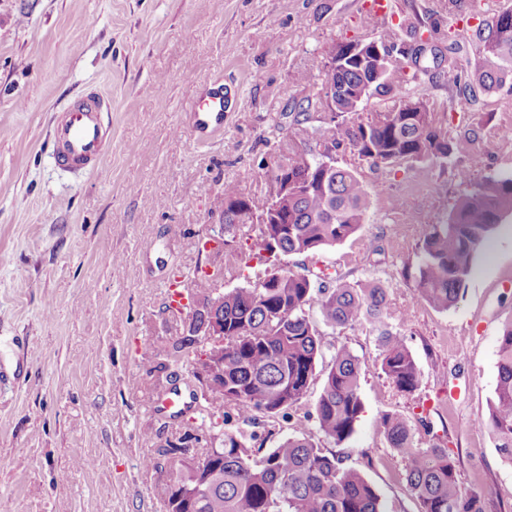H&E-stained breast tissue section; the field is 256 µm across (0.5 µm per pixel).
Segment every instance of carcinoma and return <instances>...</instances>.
<instances>
[{"label":"carcinoma","instance_id":"cac0c4a2","mask_svg":"<svg viewBox=\"0 0 512 512\" xmlns=\"http://www.w3.org/2000/svg\"><path fill=\"white\" fill-rule=\"evenodd\" d=\"M472 41L487 66L473 75L455 77L458 95L466 101L477 92L512 85V9L499 12L490 24L478 25ZM431 42L421 31L415 12L402 13L399 22L370 40L344 38L336 42V65H325L324 76L304 77L309 87L336 88V123L330 143H348L376 166L402 162L441 161L472 150L468 134L448 137L436 103L407 86L422 71L396 67L411 43ZM365 98L395 100L390 112H376L367 120L345 119L357 114ZM322 107L321 97L299 105L288 138L307 132L310 112ZM299 145L288 147V222L258 225L250 253L261 256L301 254L351 238L363 224L369 192L353 169L308 163ZM243 194L237 184L224 185V223L242 224ZM507 217H512V173L486 176L460 196L449 219L432 225L421 246L417 266L422 297L434 308L448 310L465 291L475 255ZM193 294L212 300L224 314V383L209 389L208 407L199 410L194 442L211 436L213 411L227 405L242 421L257 416L283 417L296 407L315 375L320 339L305 307L317 301L324 320L335 328L380 320L386 306L385 289L374 282L337 279L332 288H314L308 275L273 267L262 286L233 288L223 294L213 285H196ZM381 370L399 391L411 393L420 370L400 336L388 328L378 333ZM158 355L196 360L194 341L185 336L160 347ZM497 384L485 424L497 448L512 460V325L500 336ZM361 362L346 348L333 356L316 403L315 421L325 438L339 444L350 438L364 410L360 394ZM381 425L390 447L407 459V488L421 504V512H487L485 497L465 495L457 477V462L448 449L415 448L407 421L385 412ZM252 432H224L221 450L203 468L185 457L190 447L167 448L164 462L146 466L167 470L163 487L166 512H382L374 487L357 470L347 468L309 439L287 436L272 448Z\"/></svg>","mask_w":512,"mask_h":512}]
</instances>
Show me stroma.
Here are the masks:
<instances>
[{"label":"stroma","mask_w":512,"mask_h":512,"mask_svg":"<svg viewBox=\"0 0 512 512\" xmlns=\"http://www.w3.org/2000/svg\"><path fill=\"white\" fill-rule=\"evenodd\" d=\"M415 9L447 51L465 42L461 63L481 64L448 0H393ZM361 0H0V498L13 512H164L159 457L182 418L155 411L162 391L202 396L190 363L152 357L178 339L165 279L224 269L223 288L257 284L270 266L249 255L253 224L224 225V185L255 207L288 140L302 76L322 71L341 38L370 39ZM235 88L224 129L205 142L186 105L208 88ZM424 92L448 109L449 136L476 134L482 155L394 169L374 167L345 146L337 166L357 170L370 193L365 220L344 243L281 257L312 276L375 281L385 320L413 353L417 389L399 392L381 370L378 333L367 322L327 325L308 314L321 341L315 376L290 418H260L267 446L309 438L342 458L376 489L383 512H420L406 462L390 448L382 412L400 414L415 447L438 445L457 460L462 492L512 512V463L484 424L497 383V345L512 324V218L485 249L457 303L432 307L415 275L431 225L492 173L512 171V91L464 103L447 66L423 76ZM111 101L112 142L99 171L72 174L52 161L57 112L75 95ZM403 213L389 208L390 196ZM361 361L364 411L352 437L327 440L311 414L332 355Z\"/></svg>","instance_id":"1"}]
</instances>
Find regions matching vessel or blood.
I'll return each mask as SVG.
<instances>
[{
    "label": "vessel or blood",
    "mask_w": 512,
    "mask_h": 512,
    "mask_svg": "<svg viewBox=\"0 0 512 512\" xmlns=\"http://www.w3.org/2000/svg\"><path fill=\"white\" fill-rule=\"evenodd\" d=\"M363 12L377 26H387L392 17L391 0H365ZM227 103L223 96L199 98L188 106L198 132L211 133L224 125ZM104 100L82 99L73 102L67 112L54 123L51 135V156L57 168L80 172L100 166L111 143V129L103 114Z\"/></svg>",
    "instance_id": "vessel-or-blood-1"
}]
</instances>
